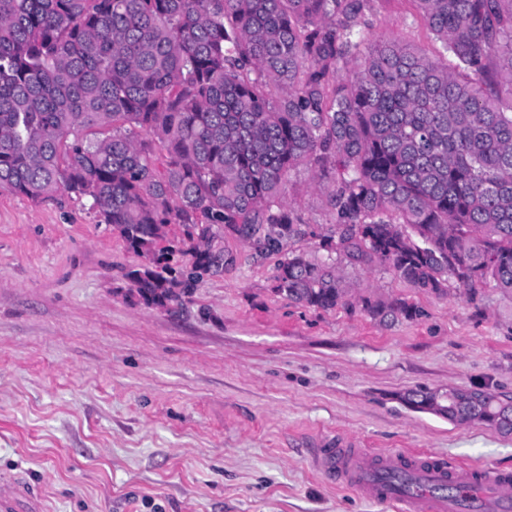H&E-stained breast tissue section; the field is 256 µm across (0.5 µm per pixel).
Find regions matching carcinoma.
Returning <instances> with one entry per match:
<instances>
[{"label": "carcinoma", "mask_w": 512, "mask_h": 512, "mask_svg": "<svg viewBox=\"0 0 512 512\" xmlns=\"http://www.w3.org/2000/svg\"><path fill=\"white\" fill-rule=\"evenodd\" d=\"M414 2L433 57L365 34V0H0V189L89 200L160 307L220 272L228 237L281 255L277 292L314 310L354 307L338 257L438 296L511 294L512 0ZM298 167L332 182L323 258L284 249L305 235ZM170 224L187 268L155 251ZM507 415L490 393L472 421Z\"/></svg>", "instance_id": "cac0c4a2"}]
</instances>
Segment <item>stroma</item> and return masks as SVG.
I'll return each instance as SVG.
<instances>
[{
    "mask_svg": "<svg viewBox=\"0 0 512 512\" xmlns=\"http://www.w3.org/2000/svg\"><path fill=\"white\" fill-rule=\"evenodd\" d=\"M360 26L418 52L438 44L413 0H368ZM287 203L318 254L325 191L290 172ZM232 264L182 306L145 304L142 257L90 208L0 190V475L43 512H397L323 479L324 438L512 472V434L402 405L411 389L512 398V294L437 296L383 267H345L353 297L405 298L379 321L275 290V255L229 239Z\"/></svg>",
    "mask_w": 512,
    "mask_h": 512,
    "instance_id": "obj_1",
    "label": "stroma"
}]
</instances>
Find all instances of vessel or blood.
Segmentation results:
<instances>
[{
  "label": "vessel or blood",
  "instance_id": "vessel-or-blood-1",
  "mask_svg": "<svg viewBox=\"0 0 512 512\" xmlns=\"http://www.w3.org/2000/svg\"><path fill=\"white\" fill-rule=\"evenodd\" d=\"M313 463L324 478L398 512H463L466 502L479 512H512V474L496 468L474 470L425 453L350 448L342 442L320 449ZM392 472L406 473L411 490L385 482L384 474ZM29 499L18 482L0 483V512H14L17 502Z\"/></svg>",
  "mask_w": 512,
  "mask_h": 512
}]
</instances>
